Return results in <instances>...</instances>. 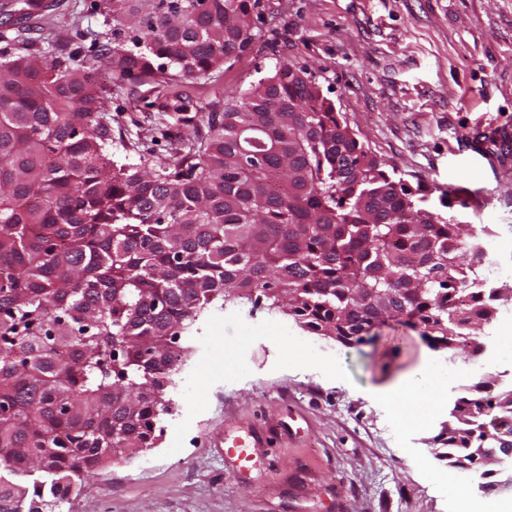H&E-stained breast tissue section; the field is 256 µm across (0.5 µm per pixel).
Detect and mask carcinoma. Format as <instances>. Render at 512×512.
Wrapping results in <instances>:
<instances>
[{
	"label": "carcinoma",
	"mask_w": 512,
	"mask_h": 512,
	"mask_svg": "<svg viewBox=\"0 0 512 512\" xmlns=\"http://www.w3.org/2000/svg\"><path fill=\"white\" fill-rule=\"evenodd\" d=\"M121 79L176 81L240 55L260 0H101ZM9 0L3 26L50 10ZM0 54V512H41L112 462L154 448L181 334L217 300L265 298L345 346L392 316L435 350L476 355L502 289L474 295L484 256L374 155L284 60L212 113L196 162L118 163L110 97L54 49ZM448 262H442L441 256ZM483 379L434 443L462 470L512 448V389ZM497 409V424L483 422Z\"/></svg>",
	"instance_id": "1"
}]
</instances>
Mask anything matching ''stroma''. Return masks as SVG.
<instances>
[{"label": "stroma", "instance_id": "1", "mask_svg": "<svg viewBox=\"0 0 512 512\" xmlns=\"http://www.w3.org/2000/svg\"><path fill=\"white\" fill-rule=\"evenodd\" d=\"M260 34L220 69L176 81L110 84L117 161L179 158L207 118L282 60L306 69L349 127L410 184L445 190L456 222L502 254L494 285L512 284V0H261ZM110 33L97 0H53L32 31L0 26V48L71 45L95 61ZM344 346L266 305L213 303L182 336L155 448L101 471L55 512H452L463 489L432 439L457 391L444 350L392 319ZM335 377L302 366L307 349ZM438 379L401 407L375 389L429 356ZM271 433L249 471L224 438Z\"/></svg>", "mask_w": 512, "mask_h": 512}]
</instances>
